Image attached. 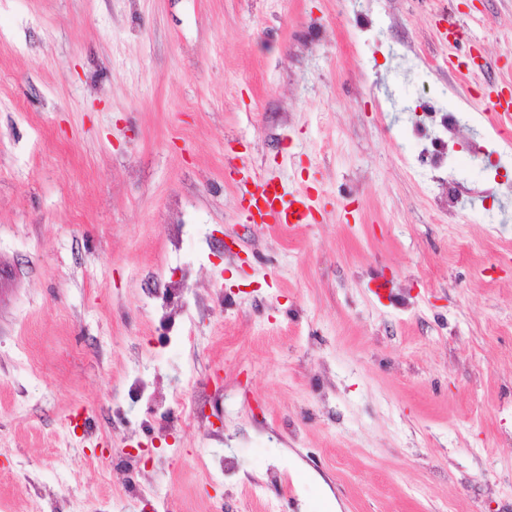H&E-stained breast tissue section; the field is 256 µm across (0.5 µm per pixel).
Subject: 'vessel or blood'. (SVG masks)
Segmentation results:
<instances>
[{
    "instance_id": "vessel-or-blood-1",
    "label": "vessel or blood",
    "mask_w": 512,
    "mask_h": 512,
    "mask_svg": "<svg viewBox=\"0 0 512 512\" xmlns=\"http://www.w3.org/2000/svg\"><path fill=\"white\" fill-rule=\"evenodd\" d=\"M481 105L492 126L503 133L512 131V97L490 96ZM250 183L244 198L246 216L251 221L274 230H288L313 216V201L308 194L277 188L257 173L252 174Z\"/></svg>"
}]
</instances>
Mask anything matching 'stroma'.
Wrapping results in <instances>:
<instances>
[{"label": "stroma", "instance_id": "obj_1", "mask_svg": "<svg viewBox=\"0 0 512 512\" xmlns=\"http://www.w3.org/2000/svg\"><path fill=\"white\" fill-rule=\"evenodd\" d=\"M508 80L512 0H0V512H139L92 460L146 339L162 388L217 381L223 427L127 434L185 512H264L274 464L280 512H512V167L470 148ZM420 100L474 115L442 219ZM233 165L314 222H247ZM167 280L199 296L179 347ZM224 454L229 486L196 464Z\"/></svg>", "mask_w": 512, "mask_h": 512}]
</instances>
